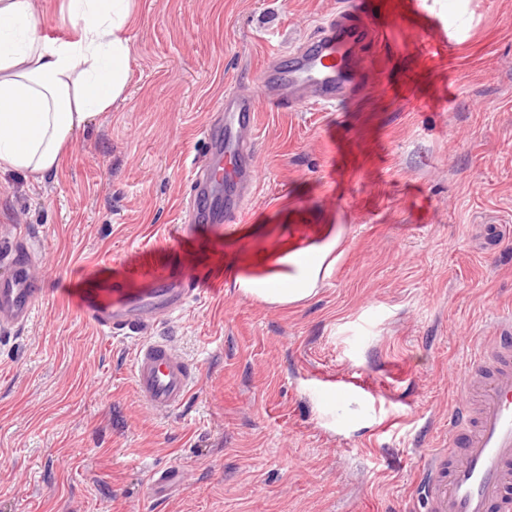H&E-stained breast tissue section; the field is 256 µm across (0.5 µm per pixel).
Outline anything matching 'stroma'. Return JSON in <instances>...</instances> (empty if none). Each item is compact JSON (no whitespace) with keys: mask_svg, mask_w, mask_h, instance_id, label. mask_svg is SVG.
Masks as SVG:
<instances>
[{"mask_svg":"<svg viewBox=\"0 0 512 512\" xmlns=\"http://www.w3.org/2000/svg\"><path fill=\"white\" fill-rule=\"evenodd\" d=\"M343 0H137L125 101L94 115L60 169L0 173V252L30 239L44 297L0 333V512H425L422 467L447 447L456 376L512 307V0H391L399 20L357 100L262 104L257 189L234 222L185 215L202 131L228 91ZM467 25L423 57L407 31ZM341 228L314 296L256 300L286 242ZM192 266L184 310L147 330L200 367L182 410L139 398L141 338H107L62 292L119 264ZM351 392L330 398L318 380ZM179 468L176 484L151 474Z\"/></svg>","mask_w":512,"mask_h":512,"instance_id":"obj_1","label":"stroma"}]
</instances>
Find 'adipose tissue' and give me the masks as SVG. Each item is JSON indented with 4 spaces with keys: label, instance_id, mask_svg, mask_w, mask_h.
I'll list each match as a JSON object with an SVG mask.
<instances>
[{
    "label": "adipose tissue",
    "instance_id": "ef3b65f1",
    "mask_svg": "<svg viewBox=\"0 0 512 512\" xmlns=\"http://www.w3.org/2000/svg\"><path fill=\"white\" fill-rule=\"evenodd\" d=\"M61 12L76 39L40 33L38 0H0V170L56 172L74 133L126 97L134 0H62ZM322 233L318 246L290 243L288 271L256 282L252 296L270 304L313 296L340 242L332 225Z\"/></svg>",
    "mask_w": 512,
    "mask_h": 512
}]
</instances>
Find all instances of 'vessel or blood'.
Instances as JSON below:
<instances>
[{
  "mask_svg": "<svg viewBox=\"0 0 512 512\" xmlns=\"http://www.w3.org/2000/svg\"><path fill=\"white\" fill-rule=\"evenodd\" d=\"M393 16L385 4L349 0L330 13L298 47L275 55L255 89L225 93L222 119L203 131L206 161L189 175L185 221L175 235L185 238L195 222H231L244 211L257 187L252 139L262 101L294 111L314 102L334 106L359 94L374 80L373 49ZM464 20H434L414 31L415 48L449 46ZM30 246L0 255L9 266L0 276V330L21 329L34 318L43 296L32 267ZM194 292L188 268L153 265L122 272L104 288H83L74 296L81 317L104 336L141 333L157 316L181 312ZM139 398L161 415L178 411L190 396L198 367L182 358L163 336H143L131 362ZM459 400L447 451L432 455L424 487L428 512H512V312L497 316L484 349L456 377Z\"/></svg>",
  "mask_w": 512,
  "mask_h": 512,
  "instance_id": "1",
  "label": "vessel or blood"
}]
</instances>
